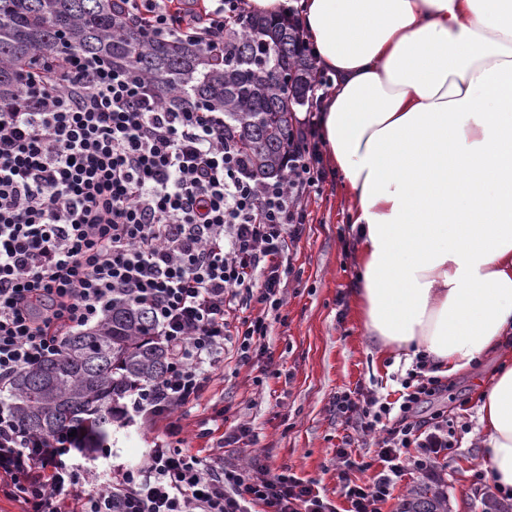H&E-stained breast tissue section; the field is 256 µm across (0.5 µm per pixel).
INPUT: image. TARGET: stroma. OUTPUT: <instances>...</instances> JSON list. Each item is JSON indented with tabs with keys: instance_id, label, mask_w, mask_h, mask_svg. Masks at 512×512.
Returning <instances> with one entry per match:
<instances>
[{
	"instance_id": "1",
	"label": "stroma",
	"mask_w": 512,
	"mask_h": 512,
	"mask_svg": "<svg viewBox=\"0 0 512 512\" xmlns=\"http://www.w3.org/2000/svg\"><path fill=\"white\" fill-rule=\"evenodd\" d=\"M321 167L322 182L303 200L309 222L291 252L293 271L280 317L271 323L265 353L245 366L225 353L199 401L176 416L190 452L203 457L214 455L222 435L250 422L254 442L227 447L225 456L245 462L256 457L275 472L288 469L314 483L335 512H346L348 504L338 491L336 448L347 426L336 417L332 401L342 391L362 399L398 401L407 367L366 335L353 309L357 244L348 202L329 159H322ZM505 354L512 356V337L501 354L449 378L446 390L418 409L422 420L443 412L455 434V446L444 451L445 461L435 478L451 512H484L486 501L498 494L484 464L477 408L483 386ZM218 411L224 419L216 423L212 417ZM204 427L211 429V436L200 437ZM163 433L160 422H113L112 457L97 461L98 472L105 477L110 465L138 464Z\"/></svg>"
}]
</instances>
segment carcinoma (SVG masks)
<instances>
[{
  "instance_id": "carcinoma-1",
  "label": "carcinoma",
  "mask_w": 512,
  "mask_h": 512,
  "mask_svg": "<svg viewBox=\"0 0 512 512\" xmlns=\"http://www.w3.org/2000/svg\"><path fill=\"white\" fill-rule=\"evenodd\" d=\"M61 42L136 65L164 102L183 94L224 113V128L258 181L287 177L295 107L315 78L292 18L241 15L224 29L221 63L178 36L146 39L120 0H0V97L14 90L21 66ZM151 332L147 313L118 303L103 324L67 337L60 356L18 373L4 400L37 433L84 421V451L91 453L108 436L116 397L167 371L165 349ZM404 512H449L448 498L419 487Z\"/></svg>"
}]
</instances>
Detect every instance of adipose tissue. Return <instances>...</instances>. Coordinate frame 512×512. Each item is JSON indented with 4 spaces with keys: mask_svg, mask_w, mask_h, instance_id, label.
<instances>
[{
    "mask_svg": "<svg viewBox=\"0 0 512 512\" xmlns=\"http://www.w3.org/2000/svg\"><path fill=\"white\" fill-rule=\"evenodd\" d=\"M333 89L318 133L351 202L370 335L453 376L512 335V0H301ZM512 496V365L484 388Z\"/></svg>",
    "mask_w": 512,
    "mask_h": 512,
    "instance_id": "1",
    "label": "adipose tissue"
}]
</instances>
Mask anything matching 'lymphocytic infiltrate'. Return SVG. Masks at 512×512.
Masks as SVG:
<instances>
[{"label": "lymphocytic infiltrate", "mask_w": 512, "mask_h": 512, "mask_svg": "<svg viewBox=\"0 0 512 512\" xmlns=\"http://www.w3.org/2000/svg\"><path fill=\"white\" fill-rule=\"evenodd\" d=\"M146 38L176 35L224 53V27L246 0H210L203 13L170 0H124ZM316 125L307 122L285 180L258 183L223 113L177 97L162 102L134 65L70 46L44 50L0 98V392L22 370L59 355L67 336L99 325L113 301L149 311L167 352L159 379L122 392L125 422L165 420L163 439L106 486L81 451L82 435L26 429L0 402V494L20 512H334L312 483L261 463L244 467L189 451L173 414L197 401L226 346L240 364L263 350L267 315L279 311L287 256L307 222L302 204L320 182ZM256 317L237 318L240 309ZM408 373L399 408L338 393L337 416L374 437L383 464L371 483L346 448L336 450L348 512H378L417 448L430 477L453 441L442 414L415 409L442 389Z\"/></svg>", "instance_id": "lymphocytic-infiltrate-1"}]
</instances>
